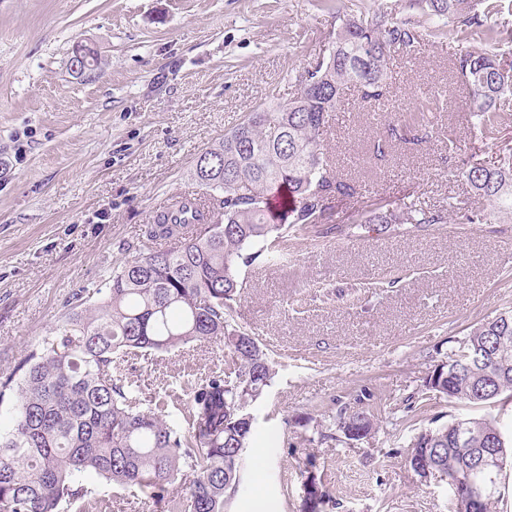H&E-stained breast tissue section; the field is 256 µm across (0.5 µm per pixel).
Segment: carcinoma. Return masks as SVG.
<instances>
[{"instance_id": "1", "label": "carcinoma", "mask_w": 512, "mask_h": 512, "mask_svg": "<svg viewBox=\"0 0 512 512\" xmlns=\"http://www.w3.org/2000/svg\"><path fill=\"white\" fill-rule=\"evenodd\" d=\"M503 0H411L433 22L428 36L459 44L452 69L466 85L467 107L486 139H497L500 102L512 94V63L495 51L498 32L488 17ZM484 48L470 46L473 37ZM422 39L412 18L385 12L345 15L327 53L296 83L288 104L259 105L202 151L194 170L208 192L211 215L191 224L159 211L104 288H81L62 319L0 380V399L15 393L12 427L0 434V512H72L80 505L103 512L90 480L146 491L162 512H224L241 481L243 453L254 433L249 412L271 382L255 334L233 323L242 267L282 263L288 237L298 231L327 238L332 202L366 195V186L341 178L321 142L341 108L344 90H358L362 108L391 119L403 111L392 98L391 66ZM399 137L396 126L373 143L385 156ZM461 174L490 211L462 215L468 224L512 217V155L493 167L470 165ZM372 224H412L425 231L448 223V210L414 203L391 208ZM192 342L216 344L233 363L229 375L187 385L182 420L164 419L169 402L146 399L123 374L128 359L165 353ZM425 390L449 401L484 405L512 393V310L474 326L448 360L424 380ZM377 425L361 410L341 413L338 431L359 441ZM493 441L500 465L469 468L476 449ZM410 466L448 478L455 512L461 486H487L481 512H493L501 476L512 460L496 417L455 418L418 432L409 443ZM186 487V493L178 491ZM309 512H324L330 496L308 473Z\"/></svg>"}]
</instances>
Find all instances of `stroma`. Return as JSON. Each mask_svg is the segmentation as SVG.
Listing matches in <instances>:
<instances>
[{
	"label": "stroma",
	"mask_w": 512,
	"mask_h": 512,
	"mask_svg": "<svg viewBox=\"0 0 512 512\" xmlns=\"http://www.w3.org/2000/svg\"><path fill=\"white\" fill-rule=\"evenodd\" d=\"M401 15L408 0H0V378L51 331L80 288L105 285L142 225L171 196L195 191L197 155L258 105L287 102L328 48L336 14ZM99 63L77 73L76 44ZM457 50L425 40L395 60L411 126L425 83L447 82ZM347 121L324 142L370 182L338 199L336 237L296 240L287 263L243 268L238 325L264 344L273 379L254 403L243 481L225 512H305L315 472L326 512H454L446 481L408 463L410 439L455 417L495 416L512 435V398L481 406L421 400L424 379L470 327L512 307V223L354 224V212L416 202L464 211L485 202L458 160L512 153L506 128L485 140L460 87L434 105L431 137L378 161L362 142L375 120L348 92ZM193 343L134 360L145 395L181 392L229 370ZM378 418L369 439H333L341 408Z\"/></svg>",
	"instance_id": "1"
}]
</instances>
